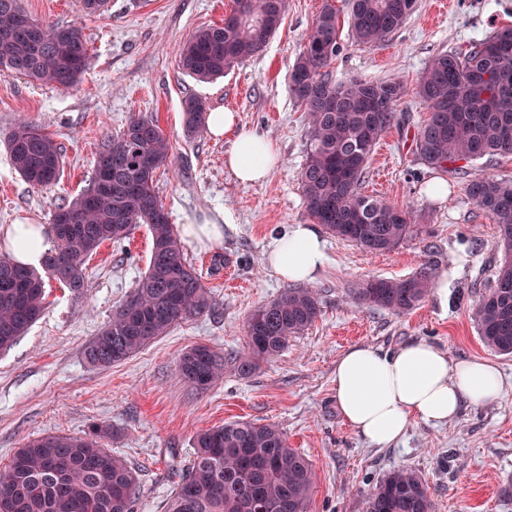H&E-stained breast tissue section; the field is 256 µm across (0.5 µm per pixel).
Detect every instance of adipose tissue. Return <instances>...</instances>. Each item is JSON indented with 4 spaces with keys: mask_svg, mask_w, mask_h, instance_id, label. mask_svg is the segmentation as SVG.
<instances>
[{
    "mask_svg": "<svg viewBox=\"0 0 512 512\" xmlns=\"http://www.w3.org/2000/svg\"><path fill=\"white\" fill-rule=\"evenodd\" d=\"M237 115L216 111L207 115L210 134H234L227 165L240 183L264 180L277 155L262 134L237 129ZM0 243L12 261L40 268L51 246L47 225L27 220L0 229ZM325 243L311 225H292L275 237L265 263L278 277L292 282L312 281L323 266ZM336 405L350 428L366 443L385 448L396 443L412 420L447 423L463 405H482L499 399L504 382L498 369L484 359L452 360L435 345L412 341L386 352L355 346L337 359L333 373Z\"/></svg>",
    "mask_w": 512,
    "mask_h": 512,
    "instance_id": "ef3b65f1",
    "label": "adipose tissue"
}]
</instances>
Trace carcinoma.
Here are the masks:
<instances>
[{"mask_svg": "<svg viewBox=\"0 0 512 512\" xmlns=\"http://www.w3.org/2000/svg\"><path fill=\"white\" fill-rule=\"evenodd\" d=\"M288 0H235L217 25L202 27L177 49L178 66L198 81L224 76L263 53L280 27ZM336 0H323L290 75L289 91L306 114L309 149L300 182L310 216L332 235L369 253L390 252L412 232V215L361 192L372 150L390 127L405 93L401 80H329L324 68L340 51ZM415 13L413 0H348L354 43L374 46ZM89 49L74 25L40 22L21 0H0V75L68 90L80 80ZM429 109L415 134V151L430 169L464 175L465 190L497 224L503 259L474 318L483 344L512 354V180L471 174L466 165L485 157L512 158V27L473 41L465 53L435 55L418 82ZM208 107L183 100V128L194 138L206 129ZM15 171L33 187L57 183L61 147L45 129L19 120L5 140ZM112 165L94 167L88 186L52 215L53 247L42 270L0 257V350L9 349L46 307L43 275L80 296L88 287L86 261L106 242H120L145 224L152 237L145 273L102 330L85 346L86 360L108 368L133 356L178 323L214 309L215 298L188 261L156 190L158 170L174 162V148L158 122L132 118L101 142ZM429 267L404 279L369 278L350 288L360 304L395 314L413 310L427 295ZM320 312L312 288H286L249 318V353L236 358L243 377L277 356ZM181 379L207 389L223 378L224 360L206 345L184 351ZM102 428L84 436L46 435L18 449L0 468V492L24 493L13 512H132L137 478L127 461L103 447ZM194 452L165 512H307L314 474L309 460L288 447L272 424L238 420L199 430ZM368 512H431L429 486L411 469L388 474L371 493Z\"/></svg>", "mask_w": 512, "mask_h": 512, "instance_id": "obj_1", "label": "carcinoma"}]
</instances>
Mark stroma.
<instances>
[{"instance_id": "1", "label": "stroma", "mask_w": 512, "mask_h": 512, "mask_svg": "<svg viewBox=\"0 0 512 512\" xmlns=\"http://www.w3.org/2000/svg\"><path fill=\"white\" fill-rule=\"evenodd\" d=\"M417 2L407 23L377 46L362 47L341 34V50L327 68L335 83H405L362 190L413 211L417 224L396 249L380 254L326 236V261L311 283L321 295L318 318L278 356L242 377L234 362L248 351L251 314L288 286L264 263L270 240L311 221L300 184L308 125L288 91V75L323 0H288L266 50L210 83L179 70L177 48L199 27L222 22L233 0H111L99 17L86 16L81 0H22L35 19L80 27L89 59L69 90L0 76V226L24 216L50 223L58 204L87 186L101 141L119 134L131 117L148 115L175 151V164L160 170L156 182L170 223L225 211L237 231L218 247L183 246L215 296L214 310L181 322L109 368L88 364L84 347L146 271L152 249L147 226L98 249L87 262L82 296L47 281L41 318L0 351V467L32 437L80 435L104 426L110 432L106 447L137 474L134 512H165L191 458L194 433L251 420L276 425L289 447L311 461L308 512H367L371 492L399 468L426 480L432 512H512V355L485 347L474 323L501 259L497 226L461 179L429 169L413 145L414 131L428 115L416 94L422 72L436 54L466 51L473 40L512 25V0H454L447 14L436 0ZM190 95L203 98L210 111L237 113L242 126L269 137L279 162L265 181L240 184L226 167L231 138L206 133L185 140L182 102ZM22 115L61 146L66 165L57 185L31 187L13 168L3 141ZM425 266L447 277V299L431 293L412 312L396 315L349 295L357 281L403 279ZM419 340L453 360L491 361L504 377L505 392L484 405L463 406L441 426L413 420L396 445L369 447L336 405V361L355 345L393 350ZM198 344L224 358L223 381L204 392L176 371L180 354Z\"/></svg>"}]
</instances>
